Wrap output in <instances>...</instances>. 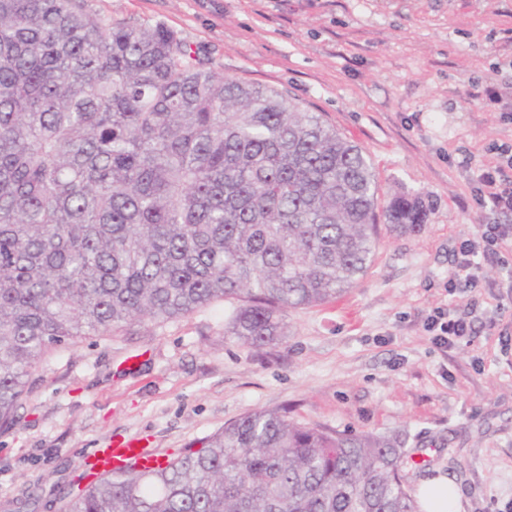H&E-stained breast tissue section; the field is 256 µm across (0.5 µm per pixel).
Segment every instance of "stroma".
<instances>
[{"label":"stroma","mask_w":512,"mask_h":512,"mask_svg":"<svg viewBox=\"0 0 512 512\" xmlns=\"http://www.w3.org/2000/svg\"><path fill=\"white\" fill-rule=\"evenodd\" d=\"M101 15L165 23L226 78L322 113L369 156L380 201L419 196L416 235L379 224L372 262L335 300L288 310L256 348L225 335V300L162 324L63 344L30 378L16 427L0 429V504L65 496L95 449L139 435L164 457L224 423L287 407L338 432L398 435L406 488L443 475L464 512H512V276L488 263L449 292L478 223L477 176L512 145V0H92ZM494 86L499 101L486 103ZM452 308L473 333L447 349L423 322Z\"/></svg>","instance_id":"obj_1"}]
</instances>
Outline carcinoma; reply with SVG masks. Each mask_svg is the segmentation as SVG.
I'll return each instance as SVG.
<instances>
[{"instance_id":"cac0c4a2","label":"carcinoma","mask_w":512,"mask_h":512,"mask_svg":"<svg viewBox=\"0 0 512 512\" xmlns=\"http://www.w3.org/2000/svg\"><path fill=\"white\" fill-rule=\"evenodd\" d=\"M370 159L268 87L224 77L162 23L91 0H0V429L19 423L53 348L236 299L225 333L260 347L291 308L353 287L378 216L417 234L396 195L377 214ZM163 467H129L62 512H417L396 436L264 409ZM30 496L7 512L52 509Z\"/></svg>"}]
</instances>
